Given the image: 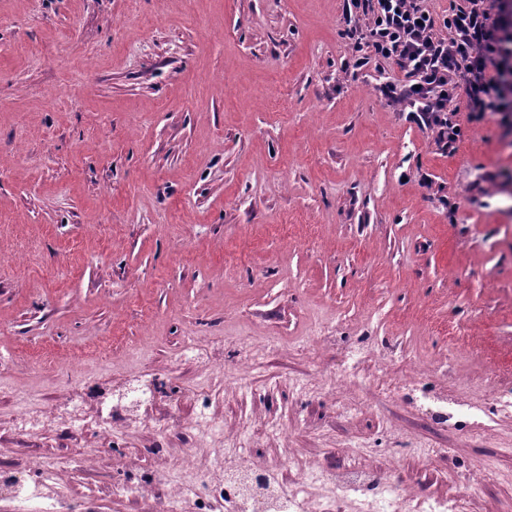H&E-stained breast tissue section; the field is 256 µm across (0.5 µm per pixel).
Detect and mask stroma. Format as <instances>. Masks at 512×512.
<instances>
[{"label": "stroma", "instance_id": "obj_1", "mask_svg": "<svg viewBox=\"0 0 512 512\" xmlns=\"http://www.w3.org/2000/svg\"><path fill=\"white\" fill-rule=\"evenodd\" d=\"M343 7L0 0V512H163L119 480L191 481L195 512L223 459L282 496L313 462L512 512V133L461 91L441 151L344 73ZM39 404L57 428L15 434ZM42 456L71 465L45 483Z\"/></svg>", "mask_w": 512, "mask_h": 512}]
</instances>
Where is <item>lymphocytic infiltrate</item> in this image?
I'll use <instances>...</instances> for the list:
<instances>
[{"mask_svg": "<svg viewBox=\"0 0 512 512\" xmlns=\"http://www.w3.org/2000/svg\"><path fill=\"white\" fill-rule=\"evenodd\" d=\"M426 2L347 0L345 32L366 60L398 70L378 91L452 153L461 136L457 90L471 119L491 112L512 127V0H461L441 18Z\"/></svg>", "mask_w": 512, "mask_h": 512, "instance_id": "lymphocytic-infiltrate-1", "label": "lymphocytic infiltrate"}]
</instances>
